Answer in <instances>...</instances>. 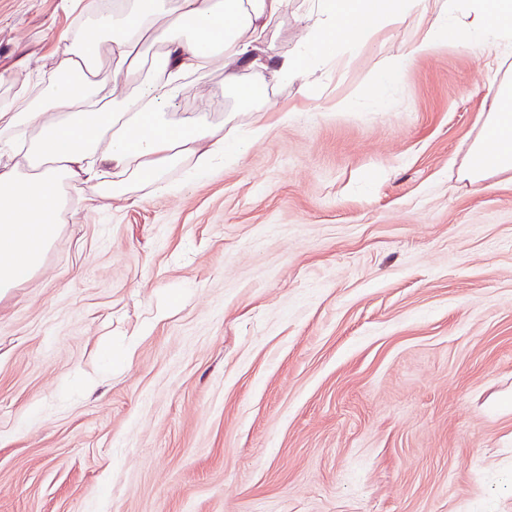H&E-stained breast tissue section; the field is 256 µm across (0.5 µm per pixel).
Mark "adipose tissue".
Here are the masks:
<instances>
[{"label": "adipose tissue", "mask_w": 512, "mask_h": 512, "mask_svg": "<svg viewBox=\"0 0 512 512\" xmlns=\"http://www.w3.org/2000/svg\"><path fill=\"white\" fill-rule=\"evenodd\" d=\"M320 0L305 21L306 52H271L267 31L286 13L288 0H114L109 12L90 18L92 34L62 50V68L80 76L73 87L55 79L0 99L1 148L16 164L0 163V295L27 283L40 268L58 233L61 189L89 185L94 202L124 194L127 186L161 188L165 172L194 157L198 170L217 157L241 158L246 140L227 143L224 126L201 113L169 121L167 112L188 87L203 77L216 57L224 59V85L249 101L251 83L241 71L262 77L274 70L287 82L307 81L324 62L349 57L364 41L407 18L422 34L410 55L450 43L478 52L512 35V0ZM156 77L128 93L148 46ZM112 75L93 79L101 54ZM495 110L471 149L462 172L470 183L512 172V87L496 86Z\"/></svg>", "instance_id": "obj_1"}]
</instances>
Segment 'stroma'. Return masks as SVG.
Masks as SVG:
<instances>
[{
    "instance_id": "35a3bbf8",
    "label": "stroma",
    "mask_w": 512,
    "mask_h": 512,
    "mask_svg": "<svg viewBox=\"0 0 512 512\" xmlns=\"http://www.w3.org/2000/svg\"><path fill=\"white\" fill-rule=\"evenodd\" d=\"M102 5L0 0V97ZM312 5L288 0L273 51L303 49ZM416 33L304 86L267 72L247 106L215 60L170 112L262 121L241 161L105 208L66 187L0 297V512H512V172L461 177L512 42L411 57L377 107Z\"/></svg>"
}]
</instances>
